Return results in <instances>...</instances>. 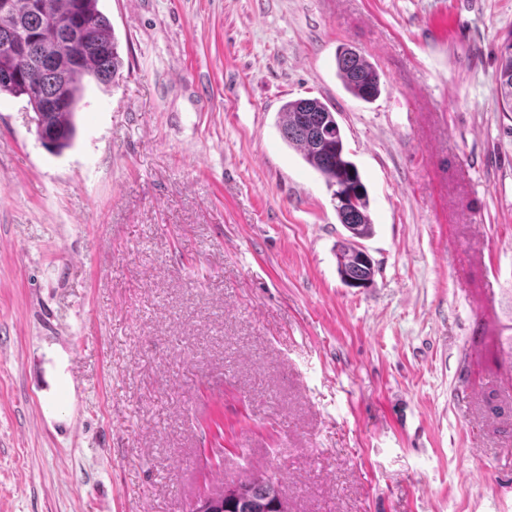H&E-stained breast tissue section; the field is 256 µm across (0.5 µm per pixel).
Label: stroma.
<instances>
[{
    "label": "stroma",
    "instance_id": "35a3bbf8",
    "mask_svg": "<svg viewBox=\"0 0 512 512\" xmlns=\"http://www.w3.org/2000/svg\"><path fill=\"white\" fill-rule=\"evenodd\" d=\"M99 8L123 68L71 147L0 95V512H190L274 468L290 512H512V0ZM299 98L367 186L368 287L281 136ZM496 94L502 112H512V30L502 45ZM337 74L345 90L354 98L371 102L381 93V74L364 55L343 49L336 57Z\"/></svg>",
    "mask_w": 512,
    "mask_h": 512
}]
</instances>
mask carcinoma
I'll list each match as a JSON object with an SVG mask.
<instances>
[{"label": "carcinoma", "mask_w": 512, "mask_h": 512, "mask_svg": "<svg viewBox=\"0 0 512 512\" xmlns=\"http://www.w3.org/2000/svg\"><path fill=\"white\" fill-rule=\"evenodd\" d=\"M13 10L0 14V44L29 36V52L9 60L0 58V95L27 96L35 112L38 135L57 153L70 147L76 135L75 112L84 79L107 84L123 66L112 23L98 7L99 0H44L37 10L32 0H12ZM337 74L354 98L371 102L381 93V74L365 56L344 49L336 57ZM498 104L512 112V30L504 39L497 75ZM280 131L288 146L318 172L328 186H345L353 195L335 204L337 218L348 232L336 252L342 281H373V263L365 261L361 240L373 235L369 193L362 175L345 150L336 113L317 98L283 104ZM285 474L280 469L244 480V500L231 501L227 512H265L262 505L283 496Z\"/></svg>", "instance_id": "carcinoma-1"}]
</instances>
